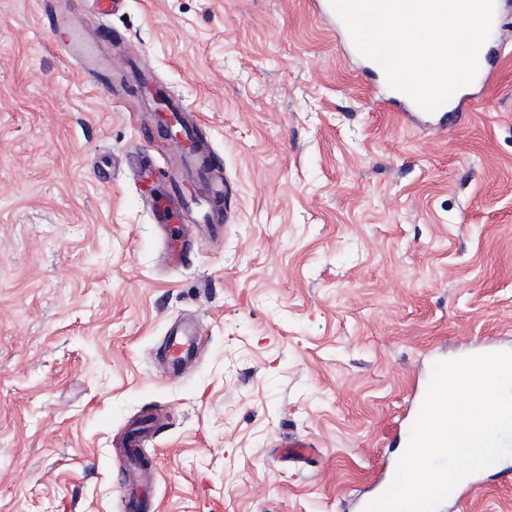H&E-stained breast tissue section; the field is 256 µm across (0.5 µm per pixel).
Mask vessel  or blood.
I'll use <instances>...</instances> for the list:
<instances>
[{
    "label": "vessel or blood",
    "mask_w": 512,
    "mask_h": 512,
    "mask_svg": "<svg viewBox=\"0 0 512 512\" xmlns=\"http://www.w3.org/2000/svg\"><path fill=\"white\" fill-rule=\"evenodd\" d=\"M58 31L65 36L71 56L86 70L102 74L109 72L110 63L106 57L101 56L97 41L86 39L77 23L59 26ZM500 62L498 37L493 34L479 53V70L483 79H491ZM387 95L408 122L421 121L438 130L447 129L448 125L465 119L473 106V96L467 87L460 89L451 101L431 113L424 111L400 91L388 89ZM153 99L157 105L159 124L173 130L189 170L197 181L208 187L202 196L188 194L180 189L168 190L162 200L153 205L152 219L167 234L169 259L172 264L180 266L187 263L191 249L176 230L178 222L184 220L188 213H196L205 222L209 234L213 238H220L224 228L217 223L215 214L221 202L230 200L232 187L230 183L216 177L217 165L213 152L201 140L199 121L188 111L181 98L158 89ZM201 343L202 331L197 323L182 320L172 324L166 332L164 347L169 373L178 375L193 364L199 356ZM142 447V434H126L121 443L119 468L140 465L144 457Z\"/></svg>",
    "instance_id": "1"
}]
</instances>
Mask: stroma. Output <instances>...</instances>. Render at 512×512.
Wrapping results in <instances>:
<instances>
[{
  "label": "stroma",
  "instance_id": "35a3bbf8",
  "mask_svg": "<svg viewBox=\"0 0 512 512\" xmlns=\"http://www.w3.org/2000/svg\"><path fill=\"white\" fill-rule=\"evenodd\" d=\"M91 3L0 0V512H124L114 455L146 412L145 512H363L432 364L512 349V0L443 132L399 120L313 0H124L104 93L46 16L94 39ZM129 57L205 115L233 188L184 267L130 174L181 158ZM176 320L204 342L172 378ZM438 512H512V457ZM502 6L501 0H495V16L493 21L492 32L489 39L482 46L479 53V71L481 72V82L489 80L493 77L494 72L499 68L501 62V54L498 43V30L501 28Z\"/></svg>",
  "mask_w": 512,
  "mask_h": 512
}]
</instances>
